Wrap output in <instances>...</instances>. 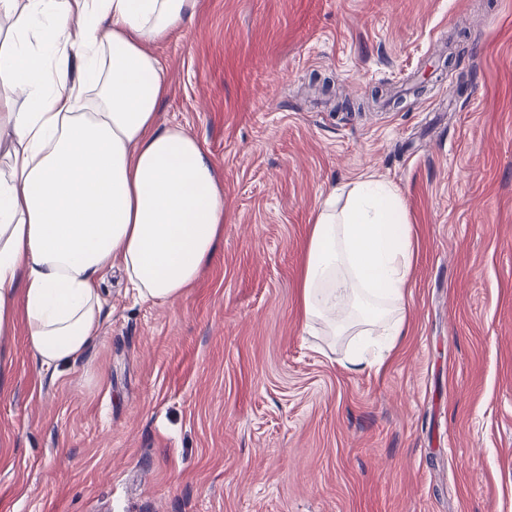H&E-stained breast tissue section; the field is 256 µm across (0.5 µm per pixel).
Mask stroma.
Returning <instances> with one entry per match:
<instances>
[{
    "label": "stroma",
    "mask_w": 512,
    "mask_h": 512,
    "mask_svg": "<svg viewBox=\"0 0 512 512\" xmlns=\"http://www.w3.org/2000/svg\"><path fill=\"white\" fill-rule=\"evenodd\" d=\"M159 121L224 196L185 295L106 274L97 337L42 371L0 343V512H512V0H194L151 43ZM453 64L401 107L337 110ZM372 173L418 237L409 332L380 367L302 329L318 203Z\"/></svg>",
    "instance_id": "obj_1"
}]
</instances>
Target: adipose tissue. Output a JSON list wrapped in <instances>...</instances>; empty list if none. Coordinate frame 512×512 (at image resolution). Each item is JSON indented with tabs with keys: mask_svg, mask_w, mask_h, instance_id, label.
<instances>
[{
	"mask_svg": "<svg viewBox=\"0 0 512 512\" xmlns=\"http://www.w3.org/2000/svg\"><path fill=\"white\" fill-rule=\"evenodd\" d=\"M191 9L192 0H0V341L24 328L43 370L72 364L95 340L108 271L164 303L215 254L224 196L212 161L183 129L160 127L165 70L144 49ZM75 49L86 78L69 83L56 70ZM416 251L389 182L367 174L319 203L303 328L355 337L343 368L373 366L405 337Z\"/></svg>",
	"mask_w": 512,
	"mask_h": 512,
	"instance_id": "1",
	"label": "adipose tissue"
}]
</instances>
